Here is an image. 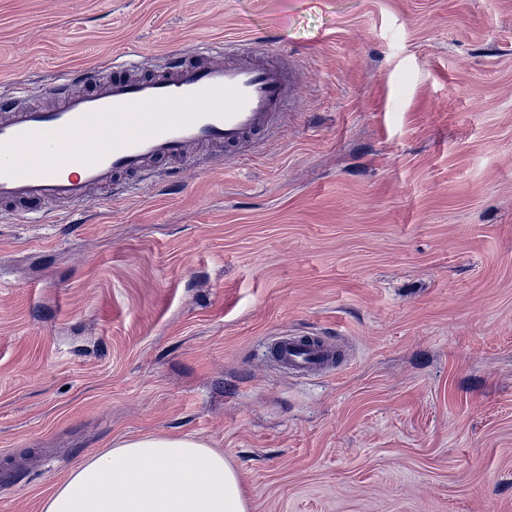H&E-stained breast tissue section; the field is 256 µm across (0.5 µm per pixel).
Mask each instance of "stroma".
Instances as JSON below:
<instances>
[{"label": "stroma", "instance_id": "1", "mask_svg": "<svg viewBox=\"0 0 512 512\" xmlns=\"http://www.w3.org/2000/svg\"><path fill=\"white\" fill-rule=\"evenodd\" d=\"M294 88L248 155L0 211V512L191 435L249 512H512V0H0V95L246 49ZM282 336L341 345L299 376Z\"/></svg>", "mask_w": 512, "mask_h": 512}]
</instances>
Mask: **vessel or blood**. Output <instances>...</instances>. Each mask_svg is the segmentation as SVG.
<instances>
[{"label":"vessel or blood","instance_id":"b4317fda","mask_svg":"<svg viewBox=\"0 0 512 512\" xmlns=\"http://www.w3.org/2000/svg\"><path fill=\"white\" fill-rule=\"evenodd\" d=\"M292 87L279 61L242 53L208 63L173 58L146 78L74 72L47 109L0 98V200L30 210L87 203L93 188L139 177L150 161L181 160L189 146L238 148L273 126ZM274 354L309 375L335 367L338 350L284 336Z\"/></svg>","mask_w":512,"mask_h":512}]
</instances>
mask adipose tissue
Returning a JSON list of instances; mask_svg holds the SVG:
<instances>
[{
    "label": "adipose tissue",
    "mask_w": 512,
    "mask_h": 512,
    "mask_svg": "<svg viewBox=\"0 0 512 512\" xmlns=\"http://www.w3.org/2000/svg\"><path fill=\"white\" fill-rule=\"evenodd\" d=\"M43 512H247L238 470L190 435L116 442L75 468Z\"/></svg>",
    "instance_id": "adipose-tissue-1"
}]
</instances>
